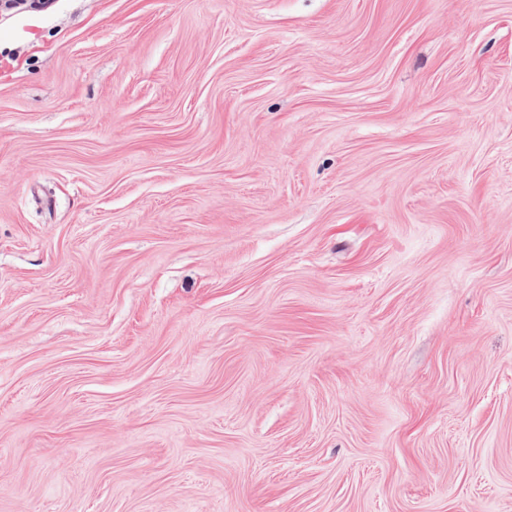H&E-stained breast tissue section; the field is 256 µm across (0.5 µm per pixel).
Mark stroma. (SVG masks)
Wrapping results in <instances>:
<instances>
[{"mask_svg": "<svg viewBox=\"0 0 512 512\" xmlns=\"http://www.w3.org/2000/svg\"><path fill=\"white\" fill-rule=\"evenodd\" d=\"M0 512H512V0L1 7Z\"/></svg>", "mask_w": 512, "mask_h": 512, "instance_id": "obj_1", "label": "stroma"}]
</instances>
